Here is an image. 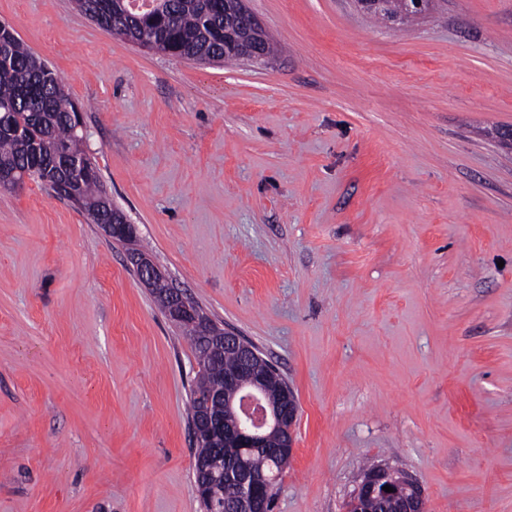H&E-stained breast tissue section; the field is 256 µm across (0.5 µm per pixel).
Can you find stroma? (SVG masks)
Here are the masks:
<instances>
[{"label": "stroma", "instance_id": "stroma-1", "mask_svg": "<svg viewBox=\"0 0 512 512\" xmlns=\"http://www.w3.org/2000/svg\"><path fill=\"white\" fill-rule=\"evenodd\" d=\"M246 4L261 64L144 50L72 0L0 22L63 78L139 248L293 390L274 512H345L371 464L427 512H512V0L393 29ZM197 370L126 247L0 190V512H203Z\"/></svg>", "mask_w": 512, "mask_h": 512}]
</instances>
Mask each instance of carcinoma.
Wrapping results in <instances>:
<instances>
[{"label":"carcinoma","mask_w":512,"mask_h":512,"mask_svg":"<svg viewBox=\"0 0 512 512\" xmlns=\"http://www.w3.org/2000/svg\"><path fill=\"white\" fill-rule=\"evenodd\" d=\"M135 0H74L77 10L106 31L120 27L141 47L167 56L205 62L214 56L238 59L236 39L247 29L246 18L224 10V0H146L147 7H133ZM78 111L62 78L44 69L16 35L0 36V170L46 184H59L57 194L68 188L79 195V208L98 224L110 219L103 203L104 190L97 169L86 163L76 172L69 164L86 156L83 139L71 113ZM179 328L189 338L199 371L191 390L190 417L201 409L197 394L228 391L224 377L241 368V356L224 346L222 336H201L195 322ZM291 455L276 457L267 448H238L229 455L208 438L196 439L195 459L224 471L239 463L253 472L282 474Z\"/></svg>","instance_id":"obj_1"}]
</instances>
